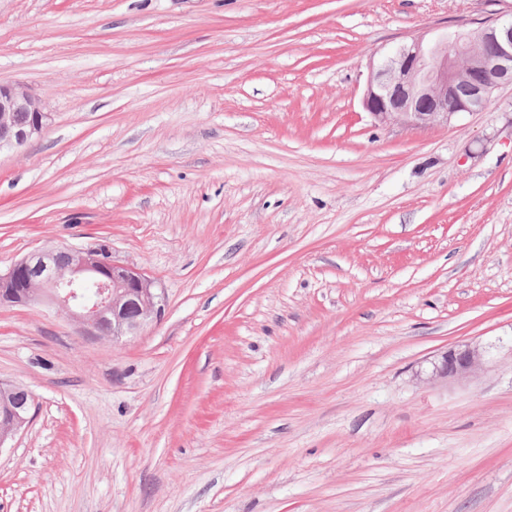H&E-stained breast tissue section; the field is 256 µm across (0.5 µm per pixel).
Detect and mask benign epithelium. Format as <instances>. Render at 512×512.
<instances>
[{"instance_id":"7a95c632","label":"benign epithelium","mask_w":512,"mask_h":512,"mask_svg":"<svg viewBox=\"0 0 512 512\" xmlns=\"http://www.w3.org/2000/svg\"><path fill=\"white\" fill-rule=\"evenodd\" d=\"M504 82L512 83V20L488 19L471 30H442L411 40L371 70L363 106L381 122L409 129L446 126L479 112ZM49 113L22 86L0 83V151L20 149L46 129ZM46 303L89 336H135L161 317L163 298L143 270L100 249H43L0 273V305ZM483 352L459 344L444 352L432 381H464L483 370ZM25 390L0 382V447L29 423Z\"/></svg>"}]
</instances>
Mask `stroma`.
I'll return each mask as SVG.
<instances>
[{
	"label": "stroma",
	"mask_w": 512,
	"mask_h": 512,
	"mask_svg": "<svg viewBox=\"0 0 512 512\" xmlns=\"http://www.w3.org/2000/svg\"><path fill=\"white\" fill-rule=\"evenodd\" d=\"M512 0H0V272L105 244L164 314L0 306V512H512V84L382 123L370 63ZM470 343L485 367L425 376ZM49 117L24 87L0 83V153L4 148L20 149L39 137ZM25 391L18 386L0 382L1 448L29 423L32 404H28L25 397L21 399Z\"/></svg>",
	"instance_id": "stroma-1"
}]
</instances>
